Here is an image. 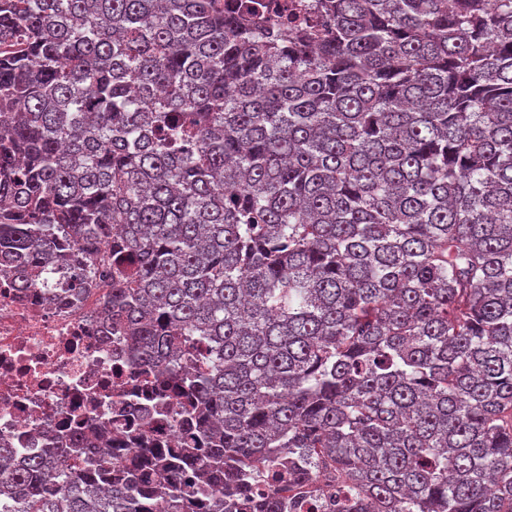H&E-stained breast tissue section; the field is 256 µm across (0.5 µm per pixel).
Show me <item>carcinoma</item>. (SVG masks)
I'll use <instances>...</instances> for the list:
<instances>
[{"mask_svg": "<svg viewBox=\"0 0 512 512\" xmlns=\"http://www.w3.org/2000/svg\"><path fill=\"white\" fill-rule=\"evenodd\" d=\"M267 7L0 0V274L189 395L0 447V512H512V0Z\"/></svg>", "mask_w": 512, "mask_h": 512, "instance_id": "carcinoma-1", "label": "carcinoma"}]
</instances>
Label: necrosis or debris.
Returning <instances> with one entry per match:
<instances>
[{
	"label": "necrosis or debris",
	"instance_id": "4bbe7bcc",
	"mask_svg": "<svg viewBox=\"0 0 512 512\" xmlns=\"http://www.w3.org/2000/svg\"><path fill=\"white\" fill-rule=\"evenodd\" d=\"M101 294L91 288L70 302L0 277L1 447L28 456L106 417L120 457L136 456L126 438L133 419L114 406L145 377L121 355L124 338L107 332Z\"/></svg>",
	"mask_w": 512,
	"mask_h": 512
}]
</instances>
